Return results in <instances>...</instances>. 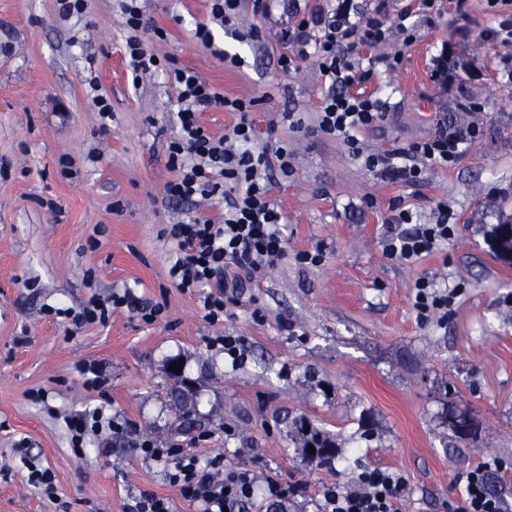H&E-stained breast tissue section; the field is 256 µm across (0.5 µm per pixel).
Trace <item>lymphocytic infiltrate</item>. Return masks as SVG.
I'll use <instances>...</instances> for the list:
<instances>
[{
    "label": "lymphocytic infiltrate",
    "instance_id": "1",
    "mask_svg": "<svg viewBox=\"0 0 512 512\" xmlns=\"http://www.w3.org/2000/svg\"><path fill=\"white\" fill-rule=\"evenodd\" d=\"M210 21L198 24L194 36L211 45L214 27L233 31L239 37L260 40V32L246 26L245 12L269 13L276 0H209ZM386 0L374 8L358 9L355 0H336L334 8L321 7L302 17L296 25L276 34L284 47L279 61L283 71L298 70L311 59L329 81L318 110L317 130L339 141L348 154L384 181L409 187L423 184L428 169L455 166L481 135L477 122L455 125L437 119L434 133L408 147L373 150L361 140L363 130L385 121L390 104L373 92L361 91L362 83L375 74V66L395 71L404 48L417 39L418 30L409 24L407 13L389 17ZM125 25L131 35L124 47L133 80L164 73L176 87L179 110L174 137L168 144L166 165L175 173L165 187L169 200L189 201L194 210L188 220L170 225L167 237L174 244L169 278L180 292L196 295L203 317L210 324L223 322L244 280L263 278L277 268L287 254L285 215L271 192L273 171L290 174L295 155L287 145L260 143L250 114L257 101L231 98L174 58L158 57L145 41V33L162 37L161 28L145 18L138 0H125ZM395 43L393 53L379 48ZM374 50L368 66H361L358 49ZM214 107L237 113L228 134L212 136L200 114ZM224 198L221 214L208 213L216 198ZM435 223L418 224L412 210L397 206L386 233L383 254L404 265H415L441 250L454 234L447 202L436 206ZM454 295L439 289L433 278L420 277L415 284L414 309L420 322L445 318ZM124 308L146 324L161 320L164 305L143 301L132 291L108 296L94 295L80 307L57 309L63 322L79 329L106 325L113 310ZM70 445L83 457L91 439L104 433L120 434L123 423L96 408L73 414L65 420ZM142 457L162 465L169 483L183 500L198 512H240L251 500L255 479L246 471L225 466L223 454L201 458L183 448L165 447L151 438L141 440ZM492 461L480 462L462 474L463 493L452 512H512V506L487 488L486 476ZM404 483L400 474L384 468L362 470L354 487L332 483L321 491V512H402L398 491Z\"/></svg>",
    "mask_w": 512,
    "mask_h": 512
}]
</instances>
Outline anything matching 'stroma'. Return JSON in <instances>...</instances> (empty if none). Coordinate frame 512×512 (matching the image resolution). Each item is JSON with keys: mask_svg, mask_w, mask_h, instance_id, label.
I'll use <instances>...</instances> for the list:
<instances>
[{"mask_svg": "<svg viewBox=\"0 0 512 512\" xmlns=\"http://www.w3.org/2000/svg\"><path fill=\"white\" fill-rule=\"evenodd\" d=\"M321 3L279 0L270 14L247 15L263 47L218 28L208 48L193 38L209 19L208 0H140L167 32L154 53L227 96L257 98V130L296 154L292 175L273 190L287 216L289 256L246 285L231 316L213 326L197 297L168 276L173 244L164 230L191 210L164 199L177 93L161 74L133 84L122 0H89L86 13L64 18L56 0H0V512H56L27 486L20 445L54 472L72 512H123L141 490L168 498L174 512H195L138 454V434L223 453L260 486H302L285 507L259 497L243 512H320L324 485H350L374 466L404 476L403 512H448L461 494L458 475L488 457L503 461L501 497L512 504V264L488 244L493 226L512 216V81L501 64L512 44L484 43L496 23L484 0H470L465 19L444 0L400 67L366 83L369 92L382 87L392 110L364 132L365 143L405 147L429 136L435 118L464 117L455 95L431 80L437 48L456 45L467 64L457 82L481 107V135L414 191L377 179L318 132L329 83L313 61L288 75L279 67L275 33ZM227 53L239 66L224 61ZM98 91L112 101L106 122L92 102ZM292 118L300 129L289 128ZM369 197L375 207H366ZM442 199L456 225L448 245L413 266L386 259L392 204L431 224ZM316 250L319 264L295 259ZM425 274L458 291L444 321L416 317L415 282ZM126 288L165 304L163 319L148 325L121 308L107 325L69 334L49 313ZM225 333L247 339L241 366L208 345ZM83 361L98 364L103 394L82 388L74 367ZM176 363L198 417L185 434L171 397ZM38 390L63 413L108 403L128 432L76 459L63 422L31 401ZM453 413L475 423L473 439L456 441ZM295 421L333 434V467L303 455ZM228 425L234 437H225ZM204 431L209 441L200 440Z\"/></svg>", "mask_w": 512, "mask_h": 512, "instance_id": "obj_1", "label": "stroma"}]
</instances>
